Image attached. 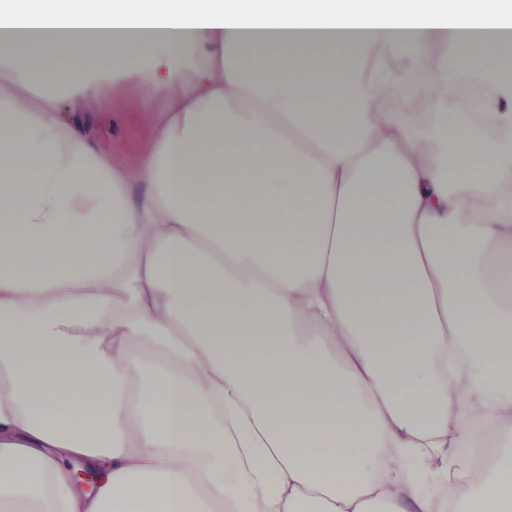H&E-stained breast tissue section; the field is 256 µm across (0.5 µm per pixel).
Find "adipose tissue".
<instances>
[{"mask_svg":"<svg viewBox=\"0 0 512 512\" xmlns=\"http://www.w3.org/2000/svg\"><path fill=\"white\" fill-rule=\"evenodd\" d=\"M507 2L0 0V512H512ZM114 60L124 168L62 110ZM151 93L148 69L136 77L116 72L112 85L99 87L76 113L113 167L126 166L150 146L151 127L159 113L136 112L134 102ZM98 102L104 107L99 108ZM499 441L497 435L488 431L476 442V444L466 449L470 458L471 466L474 470H484L489 462L498 453Z\"/></svg>","mask_w":512,"mask_h":512,"instance_id":"1","label":"adipose tissue"}]
</instances>
